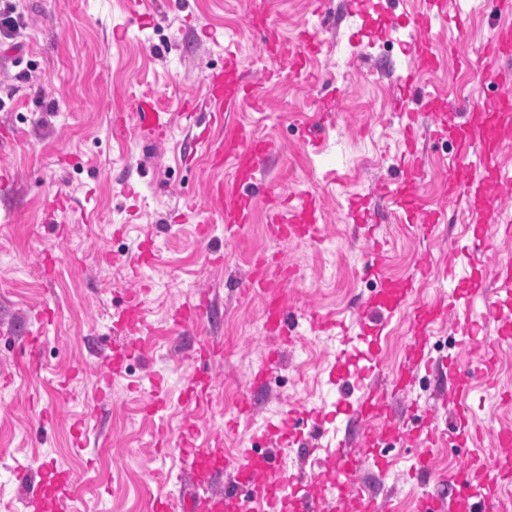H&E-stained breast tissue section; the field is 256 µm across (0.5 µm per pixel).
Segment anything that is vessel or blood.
<instances>
[{"label": "vessel or blood", "mask_w": 512, "mask_h": 512, "mask_svg": "<svg viewBox=\"0 0 512 512\" xmlns=\"http://www.w3.org/2000/svg\"><path fill=\"white\" fill-rule=\"evenodd\" d=\"M454 2L460 13L475 11L477 0H427L424 13L414 15L409 26L415 32L414 41L404 43L403 51L410 58L409 73L401 79V88L414 93L413 75L417 72H435L441 63L440 54L430 36L434 20L443 15L447 2ZM495 6L494 36L484 48L492 62L485 80L497 91L488 110L479 114L477 121L457 125L453 140L457 146V162L448 169V192L466 195L470 202L471 222L468 226L472 250L468 264H460L456 252L444 255V276L448 291L439 301L415 300V280L425 277L428 266L420 264L415 277L387 285L362 303L356 325L362 334L381 335L386 326L397 317H411L414 343L408 348L405 359L395 370L391 389H384L374 382L376 372L382 371L384 362L377 346L369 348V368L357 378L340 376L336 387L341 397L357 395L348 414L363 429L361 445L352 447L339 442L327 458L321 475L322 486L331 487L330 495H323L306 488V479L298 473L285 472L279 463V451L267 449L263 465H256L252 449L234 455H222L213 448H185L186 457L193 470L205 479L227 474L224 487L207 494H196L176 502L171 495L161 494L152 501L151 512H342L347 499V489L355 482L358 466L372 461L381 471H389L393 459L378 451L380 441L372 429L373 421H383L395 441L422 440L423 444L446 441L456 435L465 452L459 467L451 473L434 472L429 452L419 453L411 468V478L433 475L436 482L450 487L462 502L466 512H498L503 494L512 490V464L494 454H482L469 445L472 434H489L496 447H512V426L501 424L476 426L468 414L467 401L470 384L467 376L456 377L450 391L457 407L455 422L450 431L433 427L430 418L395 419L388 404L389 390H404L422 371L431 369L433 360L426 346L433 325L448 321L458 337V344L470 358L474 371L493 374L496 365L495 347L512 340V322L500 316V301L485 294L483 281L493 276L500 289H512V267L493 264L494 245L499 238L512 236V225L504 223L503 211L493 206L484 189L488 182L503 185L512 183V171L504 168L497 151L499 133L512 124V71L502 67V60L512 57V0H492ZM249 32L258 34L265 46L269 61L277 69L300 75L308 70V60L319 53L322 45L320 31L304 28L300 37L292 42L280 40L273 27L264 23L260 8H253L246 19ZM241 65L235 50L225 49L221 71L210 74L205 104L212 122L219 123L225 112L238 103L237 91L243 84ZM398 116L403 123L404 158L408 176L420 171V156L415 149L418 115L414 109L402 107ZM120 127L149 132L154 138H166L172 128L170 113L160 111L155 103L143 100L134 112L116 118ZM195 139L208 147L213 165L228 162L238 167L236 178L217 184L214 193L224 204V221L230 225L244 226L251 220V198L264 192L271 204L270 233L286 244L317 243L321 240L323 208L319 197L311 192L290 198L273 186H261L254 174L261 169L270 154L269 145L251 137L245 130H236L219 146H212L208 131H200ZM269 263L257 258L255 271L244 284L245 292L259 299L266 327L278 346L272 349L266 364L258 370L259 379H266L277 366L282 346L301 340L305 332L330 331L347 335L344 323L318 312L300 317L282 298V285L272 282L267 275ZM209 301L199 295L196 302L176 309L173 320L182 327L197 326L208 320Z\"/></svg>", "instance_id": "vessel-or-blood-1"}]
</instances>
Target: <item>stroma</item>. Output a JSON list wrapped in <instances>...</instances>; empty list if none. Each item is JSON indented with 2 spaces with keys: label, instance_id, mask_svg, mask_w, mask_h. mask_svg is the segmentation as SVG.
<instances>
[{
  "label": "stroma",
  "instance_id": "1",
  "mask_svg": "<svg viewBox=\"0 0 512 512\" xmlns=\"http://www.w3.org/2000/svg\"><path fill=\"white\" fill-rule=\"evenodd\" d=\"M347 0H325L316 15L313 0H265V16L283 39L295 40L304 26L321 31L323 45L311 77L286 73L266 78L260 40L245 28L250 0H16L28 25L22 37L0 33V512H27L25 501L39 489L37 512H58L69 494L70 512H149L153 497L189 491L195 483L180 455L161 456L156 432L167 426L187 436L201 430L221 437L223 453L251 447L246 429L225 432L224 423L241 396L253 402L255 427L274 424L280 462L287 471L310 470L355 428L336 411L339 396L329 379L336 369L337 336L314 335L309 344L283 351L275 378L254 384L252 375L271 345L257 299L242 289L258 255L283 254L297 272L285 290L301 313L330 314L353 325L355 312L382 280L413 274L424 256L440 258L463 248L471 215L464 196H452L442 174L452 156L440 141L421 143L424 164L415 180L417 215L407 218L389 202L376 204V235L384 244L381 280L364 278L367 244L347 215L346 200L371 192L378 180L402 183L403 135L393 110L410 40L405 23L419 0H383L362 17ZM433 33L447 51L442 68L418 75L434 114L448 125L473 118L490 106L492 91L482 76L483 54L493 30L487 14L460 21L454 13L437 21ZM396 45L380 52L386 39ZM234 44L246 81L257 84L213 142L245 128L273 146L259 182L295 194L317 190L325 210L323 241L284 245L268 234L265 195L252 200L251 224L227 229L212 188L231 169H213L205 150L183 162L204 112L183 113V98L205 100V79L224 65V48ZM151 94L174 116L168 141L114 126L115 113L132 112ZM456 110H449V103ZM331 112L321 152L302 140L315 109ZM434 114L424 115L430 125ZM337 164L334 182L323 181L326 161ZM67 210H51L55 195ZM439 222L431 234L421 227ZM208 225L201 237L199 225ZM153 239L155 266L130 264L146 239ZM220 262L209 260L210 252ZM148 284L150 293L132 327H117L124 291ZM211 297V318L195 330L177 327L174 311L199 294ZM42 338L39 358L30 361L28 332ZM210 355L209 402L195 408L183 400L199 373L192 360L202 344ZM387 384L412 344L407 320L393 321L380 337ZM166 380L165 406L144 407L149 380ZM447 374L413 383L393 396L395 413L430 415L446 428L454 422L443 403ZM108 404L93 413L100 394ZM57 417L39 425L41 406ZM304 408L324 415L316 432L297 437L288 412ZM86 420L88 441L77 447L72 425ZM423 446L395 449L394 466L380 473L363 462L359 484L372 489L384 512H415L425 491L445 497L449 487L404 476ZM50 461L67 472V490L40 485L34 464Z\"/></svg>",
  "mask_w": 512,
  "mask_h": 512
}]
</instances>
